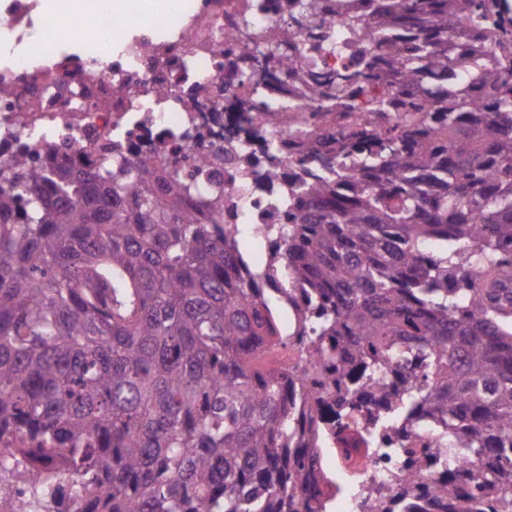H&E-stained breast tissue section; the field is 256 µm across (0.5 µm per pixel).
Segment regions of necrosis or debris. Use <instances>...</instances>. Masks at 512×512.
Wrapping results in <instances>:
<instances>
[{
    "label": "necrosis or debris",
    "mask_w": 512,
    "mask_h": 512,
    "mask_svg": "<svg viewBox=\"0 0 512 512\" xmlns=\"http://www.w3.org/2000/svg\"><path fill=\"white\" fill-rule=\"evenodd\" d=\"M54 14L36 0H0V167L17 156L41 160L54 146L73 170H119L124 159L149 158L193 179L189 207L209 214L224 202V221L247 225L262 264L275 249V227L288 221V197L304 177L281 142L311 131L317 109L306 67L295 70L282 97L275 67L260 68L267 47L283 45L288 0H169L162 16L139 9L121 15L74 17L72 0H55ZM354 5L326 0L313 17L315 35L337 41L340 54H321L318 70L350 65L352 35L342 24ZM262 98L274 116L264 123L253 106ZM275 179H267V170ZM281 344L263 347L268 371L315 359L319 342L308 324L313 309L301 289L282 278ZM361 401L309 403L290 445L306 457L305 496L336 512H388L400 491L428 493L439 469L425 456L449 450L427 429L406 437L385 417L400 390L397 371L360 375Z\"/></svg>",
    "instance_id": "1"
}]
</instances>
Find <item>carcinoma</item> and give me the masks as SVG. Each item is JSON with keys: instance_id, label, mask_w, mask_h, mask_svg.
Here are the masks:
<instances>
[{"instance_id": "carcinoma-1", "label": "carcinoma", "mask_w": 512, "mask_h": 512, "mask_svg": "<svg viewBox=\"0 0 512 512\" xmlns=\"http://www.w3.org/2000/svg\"><path fill=\"white\" fill-rule=\"evenodd\" d=\"M323 123L288 144L307 178L280 262L329 341L303 386L416 360L402 431L488 458L475 492L445 469L438 512H512V15L502 0H356L374 46L318 72ZM494 51L489 65L486 50ZM471 86L456 81V70ZM437 86L425 106L410 89ZM388 85L390 91L376 92ZM348 99L379 124L333 122ZM132 179L79 174L48 149L0 168V478L15 512H313L288 371L253 367L277 336L237 224L188 211L193 183L149 160Z\"/></svg>"}]
</instances>
